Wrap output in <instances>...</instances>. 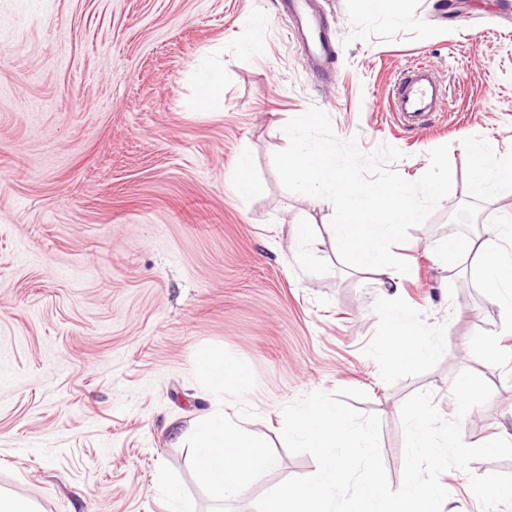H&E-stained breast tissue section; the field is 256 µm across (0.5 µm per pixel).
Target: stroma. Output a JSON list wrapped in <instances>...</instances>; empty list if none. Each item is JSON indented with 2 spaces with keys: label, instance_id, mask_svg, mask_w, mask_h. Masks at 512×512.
Returning <instances> with one entry per match:
<instances>
[{
  "label": "stroma",
  "instance_id": "1",
  "mask_svg": "<svg viewBox=\"0 0 512 512\" xmlns=\"http://www.w3.org/2000/svg\"><path fill=\"white\" fill-rule=\"evenodd\" d=\"M332 69L312 72L279 0H0V493L40 512H171L157 472L191 512H244L285 478L317 470L284 446L283 408L303 395L366 391L349 404L381 420L392 487L402 479L401 406L428 390L443 419L480 445L512 437V318L473 261L445 269L441 246L512 221V186L472 179L470 146L512 158V0H405L397 24L368 0H318ZM258 54L243 52L253 21ZM224 64V93L195 102L192 67ZM412 62L432 67L448 110L409 129L388 100ZM315 122L297 128L298 113ZM319 142L348 186L410 185L421 200L385 250L405 270L336 254L333 196L290 181L293 139ZM257 185L233 190L240 154ZM453 171L447 199L428 182ZM294 224L310 225L297 248ZM437 353L415 365L374 355L389 304ZM243 365L247 390L214 394L196 355ZM471 370L490 400L458 417L451 390ZM224 412L276 464L243 495L215 501L187 438ZM440 477L449 512H482L470 475Z\"/></svg>",
  "mask_w": 512,
  "mask_h": 512
}]
</instances>
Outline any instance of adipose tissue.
<instances>
[{
  "label": "adipose tissue",
  "mask_w": 512,
  "mask_h": 512,
  "mask_svg": "<svg viewBox=\"0 0 512 512\" xmlns=\"http://www.w3.org/2000/svg\"><path fill=\"white\" fill-rule=\"evenodd\" d=\"M491 149L482 144L474 149V181L493 190L512 183V160L494 162ZM290 178L304 186L329 192L339 200V220L334 225L337 251L359 267H372L382 274L380 289L399 287L401 271L393 270L384 244L399 225L411 223L418 207L417 197L406 184H380L369 190L347 188L339 177L343 164L334 153L312 142L296 141L286 159ZM471 251L485 287L498 293L512 291V253L489 239L472 242ZM388 339L376 352L387 360L418 363L430 358L435 347L400 312L388 319ZM200 375L217 391L249 384L245 370L211 349L197 355ZM200 482L215 499L246 492L260 471L272 460L259 449V442L242 430L227 414L219 413L198 420L189 434Z\"/></svg>",
  "instance_id": "1"
}]
</instances>
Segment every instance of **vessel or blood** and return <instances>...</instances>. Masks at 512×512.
I'll list each match as a JSON object with an SVG mask.
<instances>
[{"mask_svg": "<svg viewBox=\"0 0 512 512\" xmlns=\"http://www.w3.org/2000/svg\"><path fill=\"white\" fill-rule=\"evenodd\" d=\"M283 8L296 18L293 34L304 39L312 70L327 72L331 47L324 35L323 17L316 0H284ZM392 105L404 117H431L446 111L448 99L432 70L412 65L396 77Z\"/></svg>", "mask_w": 512, "mask_h": 512, "instance_id": "1", "label": "vessel or blood"}]
</instances>
